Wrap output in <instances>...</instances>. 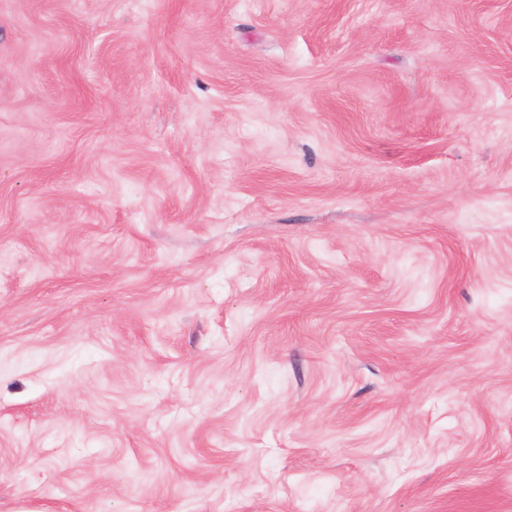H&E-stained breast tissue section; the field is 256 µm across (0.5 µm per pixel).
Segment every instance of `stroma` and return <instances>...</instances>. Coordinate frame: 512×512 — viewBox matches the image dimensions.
<instances>
[{
    "instance_id": "obj_1",
    "label": "stroma",
    "mask_w": 512,
    "mask_h": 512,
    "mask_svg": "<svg viewBox=\"0 0 512 512\" xmlns=\"http://www.w3.org/2000/svg\"><path fill=\"white\" fill-rule=\"evenodd\" d=\"M0 512H512V0H0Z\"/></svg>"
}]
</instances>
